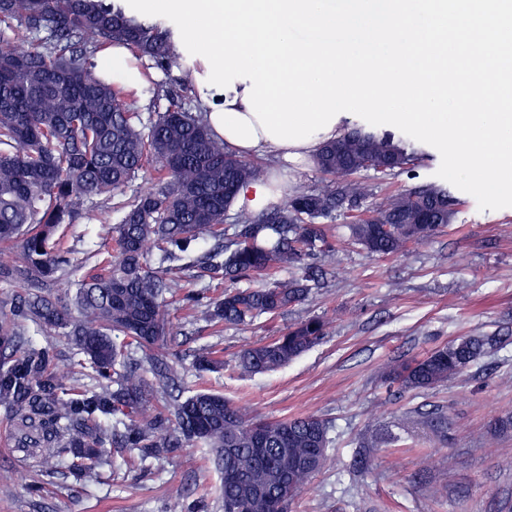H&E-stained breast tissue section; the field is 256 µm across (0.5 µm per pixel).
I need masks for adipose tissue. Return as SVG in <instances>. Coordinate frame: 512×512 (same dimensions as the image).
I'll use <instances>...</instances> for the list:
<instances>
[{
    "label": "adipose tissue",
    "instance_id": "obj_1",
    "mask_svg": "<svg viewBox=\"0 0 512 512\" xmlns=\"http://www.w3.org/2000/svg\"><path fill=\"white\" fill-rule=\"evenodd\" d=\"M97 76L107 82L120 83L130 91H141L147 85L146 76L130 45L116 43L99 50L93 59ZM244 83H236L234 91L220 94L213 90L200 95L201 107L212 135L238 155L251 157L269 154L284 160L313 157L319 145L334 139V132L316 135L306 144H276L264 135L255 117L242 101Z\"/></svg>",
    "mask_w": 512,
    "mask_h": 512
}]
</instances>
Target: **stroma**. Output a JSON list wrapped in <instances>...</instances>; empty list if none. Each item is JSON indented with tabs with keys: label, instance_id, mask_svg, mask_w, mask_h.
Here are the masks:
<instances>
[{
	"label": "stroma",
	"instance_id": "1",
	"mask_svg": "<svg viewBox=\"0 0 512 512\" xmlns=\"http://www.w3.org/2000/svg\"><path fill=\"white\" fill-rule=\"evenodd\" d=\"M144 68L154 69L151 60ZM187 62L155 71L147 96L127 93L142 123L169 106L162 90L179 88ZM415 176L360 172L375 202L438 183L439 152L422 143ZM282 195L317 187L314 164L259 159ZM145 186L133 180L111 201L88 203V218L67 226L70 258L81 265L103 247V221ZM456 219L432 238L395 256L369 254L343 220L326 223L334 250L301 303L246 325L212 326L200 309L172 303L166 349L174 353L183 396L202 389L224 394L253 419L313 415L327 422L323 467L292 502L290 512H512V207L479 210L470 194L451 188ZM325 323L320 344L288 366L248 374L226 368L199 372L192 352L222 349L226 361L248 345L285 333L296 323ZM479 336L485 354L435 388L404 391L389 370L419 360L461 338ZM29 346L46 349L69 377L65 387L100 390L102 380L81 365L64 336L28 332ZM16 414L0 405V512H169L174 498L201 512H222L220 475L208 449L184 446L157 458L106 448L93 471L72 469L63 454L54 473L39 451L20 447Z\"/></svg>",
	"mask_w": 512,
	"mask_h": 512
}]
</instances>
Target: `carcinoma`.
<instances>
[{
  "instance_id": "obj_1",
  "label": "carcinoma",
  "mask_w": 512,
  "mask_h": 512,
  "mask_svg": "<svg viewBox=\"0 0 512 512\" xmlns=\"http://www.w3.org/2000/svg\"><path fill=\"white\" fill-rule=\"evenodd\" d=\"M2 24L11 35L0 39V281L22 285L16 320L38 334L68 337L96 375L112 379L99 392L69 394L48 352L15 359L0 372V404L19 416L20 441L44 449L47 473L67 451L84 471L108 443L147 454L199 443L221 475L224 512H273L280 499L288 512L326 458L328 427L315 416L254 421L222 395L200 391L183 399L169 392L178 375L163 351V304L172 293L165 263L193 244H211L203 269L226 283L224 292L206 299L205 291H191L185 299L205 301L211 323H246L307 296L313 261L333 251L317 219L361 210L365 222L349 225L354 241L374 255H398L453 222L448 190L430 184L368 203L373 190L354 179L358 172L398 175L421 153L391 133L354 125L316 154V169L327 176L318 188L258 214L239 212L227 237L224 215L238 189L266 179V169L214 140L202 115L175 102L144 128L133 105L94 72L95 50L112 42L170 67L181 59L172 29L128 14L119 0H0ZM141 173L150 187L123 205L108 231L112 249L87 257L90 270L73 282L76 313L65 312L43 295L70 263L60 226L83 218L91 198L112 200ZM150 241L159 251L155 268L144 257ZM290 267L304 268V279H276ZM244 278L262 285L236 287ZM323 331L319 319L301 322L272 345L241 350L238 367L276 370L317 345ZM23 345L19 330L0 324L1 352L14 356ZM486 345L482 337L450 342L402 365L394 380L408 391L433 388L466 369ZM135 348L153 379L133 358ZM194 364L220 370L223 352L201 347ZM155 394L164 398L159 409L151 405ZM111 416L138 422L115 436L101 425Z\"/></svg>"
}]
</instances>
